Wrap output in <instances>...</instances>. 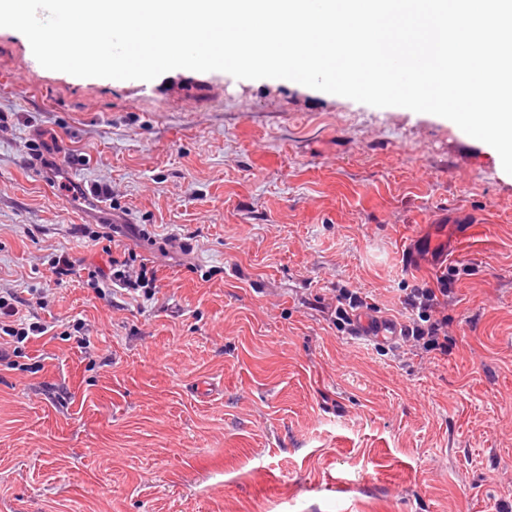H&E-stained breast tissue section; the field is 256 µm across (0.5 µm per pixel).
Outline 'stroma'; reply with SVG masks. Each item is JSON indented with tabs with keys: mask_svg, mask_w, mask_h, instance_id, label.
I'll list each match as a JSON object with an SVG mask.
<instances>
[{
	"mask_svg": "<svg viewBox=\"0 0 512 512\" xmlns=\"http://www.w3.org/2000/svg\"><path fill=\"white\" fill-rule=\"evenodd\" d=\"M63 179L127 214L152 300L55 283L106 260ZM422 236L455 252L447 352L339 332L337 289L399 321L435 286ZM0 295L64 329L0 359V512H512V175L446 118L75 77L0 28Z\"/></svg>",
	"mask_w": 512,
	"mask_h": 512,
	"instance_id": "stroma-1",
	"label": "stroma"
}]
</instances>
